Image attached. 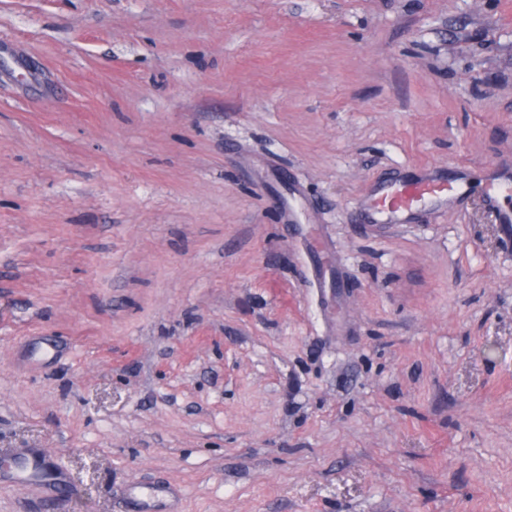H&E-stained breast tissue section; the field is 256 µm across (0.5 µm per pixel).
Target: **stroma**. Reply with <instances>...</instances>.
<instances>
[{
    "label": "stroma",
    "instance_id": "obj_1",
    "mask_svg": "<svg viewBox=\"0 0 512 512\" xmlns=\"http://www.w3.org/2000/svg\"><path fill=\"white\" fill-rule=\"evenodd\" d=\"M501 182L512 0H0V512H512ZM457 186L433 182H417L393 186L381 191L374 199L371 217L376 222L401 220L427 198H439L456 193Z\"/></svg>",
    "mask_w": 512,
    "mask_h": 512
}]
</instances>
